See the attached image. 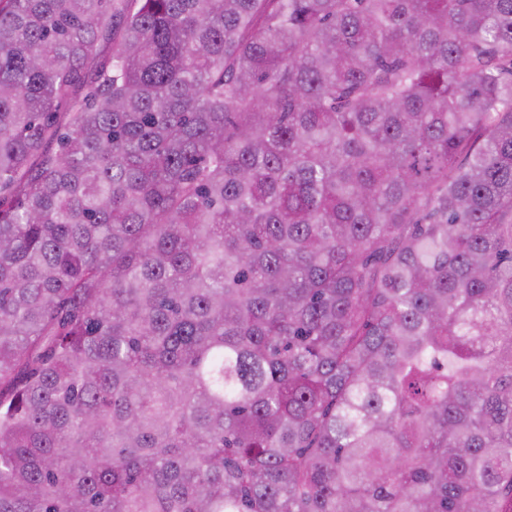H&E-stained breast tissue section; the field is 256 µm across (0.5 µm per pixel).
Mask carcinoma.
Masks as SVG:
<instances>
[{
  "instance_id": "obj_1",
  "label": "carcinoma",
  "mask_w": 512,
  "mask_h": 512,
  "mask_svg": "<svg viewBox=\"0 0 512 512\" xmlns=\"http://www.w3.org/2000/svg\"><path fill=\"white\" fill-rule=\"evenodd\" d=\"M0 512H512V0H0Z\"/></svg>"
}]
</instances>
